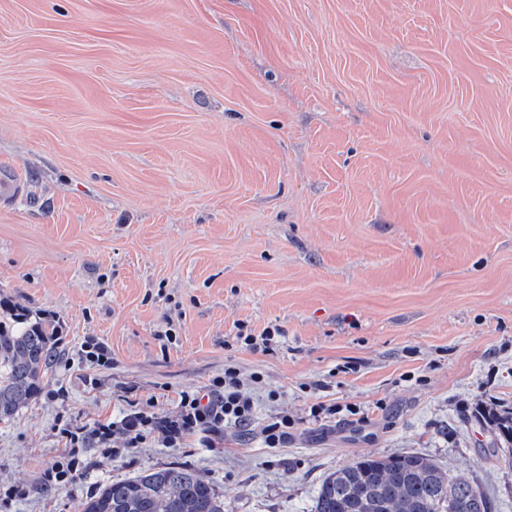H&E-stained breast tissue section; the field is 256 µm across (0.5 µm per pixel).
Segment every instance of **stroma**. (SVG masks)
I'll return each mask as SVG.
<instances>
[{"instance_id": "stroma-1", "label": "stroma", "mask_w": 512, "mask_h": 512, "mask_svg": "<svg viewBox=\"0 0 512 512\" xmlns=\"http://www.w3.org/2000/svg\"><path fill=\"white\" fill-rule=\"evenodd\" d=\"M0 164L27 184L0 207V295L67 353L0 424L21 490L0 512L176 464L225 512H310L327 473L396 452L512 512L473 418L512 404V0H0ZM228 365L263 375L247 430L116 435L44 485L63 422L175 415ZM236 328L237 339L253 351H272L273 346L279 343L278 338L283 335L277 326H268L260 334H254L245 324H239ZM293 422L288 415L277 416L262 431L266 447L280 448L290 437Z\"/></svg>"}]
</instances>
